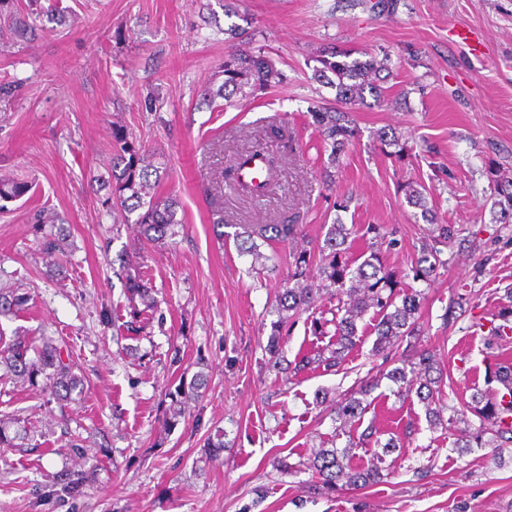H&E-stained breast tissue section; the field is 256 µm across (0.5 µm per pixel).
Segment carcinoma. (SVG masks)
Here are the masks:
<instances>
[{
	"instance_id": "obj_1",
	"label": "carcinoma",
	"mask_w": 512,
	"mask_h": 512,
	"mask_svg": "<svg viewBox=\"0 0 512 512\" xmlns=\"http://www.w3.org/2000/svg\"><path fill=\"white\" fill-rule=\"evenodd\" d=\"M315 62L318 66L313 68V79L335 88L336 101L340 104L334 110L323 107L309 113L312 124L321 133L325 150L329 151L327 164L323 165L320 175L323 184L331 187L336 183V168L340 166L344 151L357 136L349 113L341 106L362 103L367 94L374 99L383 97L387 91L384 83L391 76V71L386 55L380 59L368 53L355 57L352 51L334 46L323 49ZM281 80L282 73L270 59L241 51L232 43L224 62L202 89L200 101L215 109L219 107V99L230 105L235 97L241 100L254 98ZM112 137L117 153L112 156V179L102 205L113 214V223L126 224L129 215L134 213V223L139 225L148 240L159 242L174 235V227L179 224V200L174 195L158 193L159 167L152 164L145 147L130 139L125 129H113ZM489 181L493 187L494 207L497 208L496 222L506 229L512 226V179L491 168ZM28 191L26 183L1 180L0 208H5L3 202L19 199ZM405 195L410 205L421 209L425 221L433 222L432 209L427 206L421 190L409 184ZM38 222L56 225V232L43 236L39 244L45 263L54 266L58 263L64 223L55 214L41 216ZM241 228L242 231L236 233L238 252L251 256L257 263L268 260V257L259 251L256 239L288 243L302 233L299 215L295 213L275 224H243ZM436 231L437 234L422 243L413 267V278L427 284L435 280L439 270L447 267L443 247L457 234V230L443 224ZM351 234V229L335 221L329 225L323 244L317 249L302 248L289 254L288 282L277 291V319L271 322L272 334L267 345L268 353L274 358L273 368L297 374L312 365L326 371L341 366L347 353L360 340L358 321L371 309L376 316L372 330L375 334L373 350L377 355L391 353L397 341L411 338L418 332L420 295L400 293L401 275L389 270L382 261V248L396 244L395 231L383 226H367L366 250L369 255L357 265L349 261ZM125 293L124 311L130 317L126 327L134 331L140 317L152 307L154 298L151 287L139 272L138 262L131 259L126 262ZM324 299L336 301L329 320L315 317L316 303ZM28 301L24 293L0 289V316L16 315L26 308ZM308 312L313 314L310 322L313 333L327 335L323 327L330 323L334 327V340L317 348L314 354L304 355L294 364L285 365L281 359L283 329ZM28 351L27 342L19 338L0 349V366L5 368L6 376L26 381L32 386L44 382L45 390L61 405L71 401L74 393L83 390L84 378L73 372L71 362L64 360V348L54 340H43L33 358L28 356ZM487 370L502 385L504 392L496 401L475 400L471 411L481 423L495 428V441L511 444L512 366L496 361ZM388 378L398 384L397 395L400 398L405 400L416 395L425 407L431 426L436 428L459 422V418L453 415L443 416V369L430 353L415 352L392 369ZM205 386L206 376L198 372L189 385L177 387L170 395L171 403L163 411L168 428L178 424L179 418L185 415V405ZM377 386L378 380L367 379L360 383L359 388L343 394L334 408L340 422L339 429L361 421L368 408L365 397ZM30 438L27 431L17 429L12 432L7 423L0 421V448H22ZM381 448L382 453H376L368 461L355 466L346 463L350 452L348 448H318L302 462L290 464L282 461L279 470L285 475L307 470L311 472L315 487L328 492L362 489L379 483L384 473L391 474L396 469V461L385 463V456L398 448L396 440L388 439ZM53 478L75 493L82 492L85 485V480L70 469L55 472Z\"/></svg>"
}]
</instances>
